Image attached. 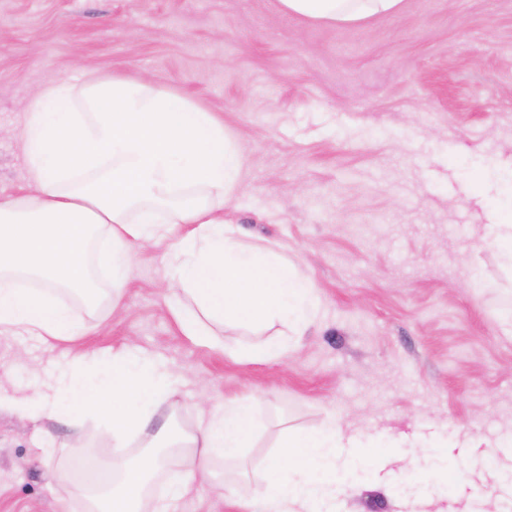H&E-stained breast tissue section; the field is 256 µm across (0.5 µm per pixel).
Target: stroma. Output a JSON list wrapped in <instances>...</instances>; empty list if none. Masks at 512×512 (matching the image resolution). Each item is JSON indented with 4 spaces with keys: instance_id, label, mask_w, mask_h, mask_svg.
Returning <instances> with one entry per match:
<instances>
[{
    "instance_id": "stroma-1",
    "label": "stroma",
    "mask_w": 512,
    "mask_h": 512,
    "mask_svg": "<svg viewBox=\"0 0 512 512\" xmlns=\"http://www.w3.org/2000/svg\"><path fill=\"white\" fill-rule=\"evenodd\" d=\"M81 75L148 76L223 118L246 158L224 219L315 282L321 319L276 362L228 353L232 330L195 344L149 248L118 308L75 306L74 341L0 335V390L31 396L75 354L133 341L182 382L153 429L194 430L202 397L252 398V446L172 512H252L285 431L332 419L368 440L331 475L338 512H512V270L493 231L512 215V0L336 26L275 0H0L1 197L28 186L29 94ZM111 457L98 419L1 410L0 512H82L54 471Z\"/></svg>"
}]
</instances>
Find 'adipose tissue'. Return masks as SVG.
I'll use <instances>...</instances> for the list:
<instances>
[{
	"instance_id": "obj_1",
	"label": "adipose tissue",
	"mask_w": 512,
	"mask_h": 512,
	"mask_svg": "<svg viewBox=\"0 0 512 512\" xmlns=\"http://www.w3.org/2000/svg\"><path fill=\"white\" fill-rule=\"evenodd\" d=\"M279 10L311 22L354 25L396 14L402 0H277ZM35 193L0 199V333L33 331L69 341L79 327L64 301L101 284L91 267L96 240L107 239L112 306L122 301L137 252L160 248L168 269V310L182 333L216 344L226 328L252 344L236 354L264 361L298 350L321 316L318 288L297 266L243 244L224 206L242 183L244 155L214 113L156 87L146 77L56 80L26 101L14 131ZM61 393L18 398L0 393V408L24 418H57L112 400L110 487H79L86 512H145L147 489L168 454L129 459L130 437L177 389L169 366L133 345L76 355L60 371ZM191 433L168 436L193 463L176 494L200 489L213 456L237 460L252 436L251 399L201 405ZM336 423L291 433L270 463L259 512H321L339 490L328 478L347 449L363 447Z\"/></svg>"
}]
</instances>
